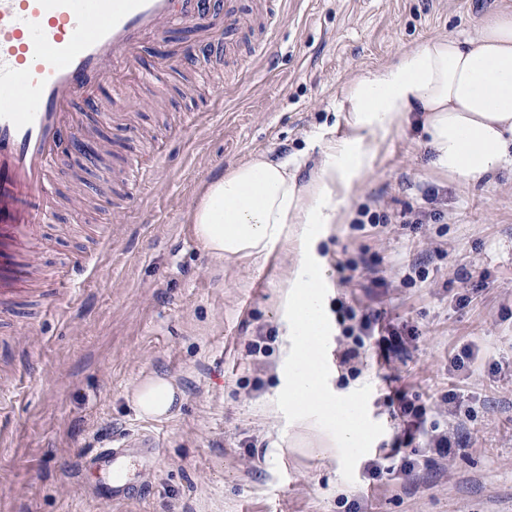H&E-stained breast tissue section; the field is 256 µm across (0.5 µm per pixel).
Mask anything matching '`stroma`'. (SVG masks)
Returning <instances> with one entry per match:
<instances>
[{
  "mask_svg": "<svg viewBox=\"0 0 512 512\" xmlns=\"http://www.w3.org/2000/svg\"><path fill=\"white\" fill-rule=\"evenodd\" d=\"M497 3L283 0L273 27L265 0H240L245 24L220 59L190 53L196 34L179 26L164 84L131 86L115 119L78 104L103 162L58 160L66 200L35 257L57 281L0 306V512H349L354 502L360 512H512V166L457 180L435 166L423 113H410L355 182L349 222L319 242L330 270L328 381L357 398L377 429L367 457L343 470L298 446L288 413L269 411L284 375L283 248L222 263L191 222L205 185L251 156L287 162L307 181L324 165L325 144L349 134L342 104L352 80L431 38L474 33ZM134 154L155 160L136 202L117 177ZM431 186L441 217L411 233L404 222L424 209ZM365 204L390 223L356 229ZM436 247L443 257H432ZM424 255V281L404 283V266ZM363 257L376 259L384 286L365 272L343 280L338 263ZM346 299L415 329L404 360L382 368L366 349L358 376L339 367ZM261 329L276 339L256 361L249 346ZM467 345L478 361L453 369ZM155 374L182 393L166 418L140 415L132 400ZM401 387L434 404L442 425L441 397L458 393L471 409L461 425L466 453L410 477L401 471L386 402ZM142 434L157 449L148 463L131 461L127 500L105 498L107 470L75 476L80 456ZM377 457L389 472L371 484L363 467Z\"/></svg>",
  "mask_w": 512,
  "mask_h": 512,
  "instance_id": "stroma-1",
  "label": "stroma"
}]
</instances>
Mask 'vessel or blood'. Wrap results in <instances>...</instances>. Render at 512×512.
Wrapping results in <instances>:
<instances>
[{
  "label": "vessel or blood",
  "instance_id": "1",
  "mask_svg": "<svg viewBox=\"0 0 512 512\" xmlns=\"http://www.w3.org/2000/svg\"><path fill=\"white\" fill-rule=\"evenodd\" d=\"M205 0H0V248L16 258L0 278V297L24 291L38 269L29 257L49 220L53 163L74 131L76 102L108 94L121 101L133 81L160 80L163 69L139 66L148 39L170 27L197 24L200 41L239 31L236 0L223 14ZM150 437L101 449L112 464V497L121 499L130 449L153 448Z\"/></svg>",
  "mask_w": 512,
  "mask_h": 512
}]
</instances>
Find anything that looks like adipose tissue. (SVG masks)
I'll use <instances>...</instances> for the list:
<instances>
[{"label":"adipose tissue","instance_id":"ef3b65f1","mask_svg":"<svg viewBox=\"0 0 512 512\" xmlns=\"http://www.w3.org/2000/svg\"><path fill=\"white\" fill-rule=\"evenodd\" d=\"M346 100L350 134L326 144L318 174L301 183L287 164L255 155L209 181L191 213L196 238L223 262L297 242L281 292L288 378L277 404L340 466L368 450L373 429L358 400L329 388L317 360L328 333L317 244L327 225L344 223L342 204L370 168L380 134L400 129L409 113H424L435 163L448 174L468 181L512 165V0H501L474 34L435 37L358 77ZM134 400L142 415L166 417L176 388L156 375Z\"/></svg>","mask_w":512,"mask_h":512}]
</instances>
